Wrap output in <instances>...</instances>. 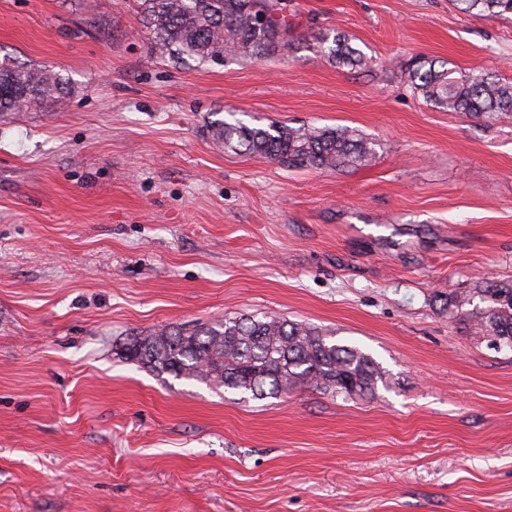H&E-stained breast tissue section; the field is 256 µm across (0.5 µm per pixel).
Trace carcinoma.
<instances>
[{
	"mask_svg": "<svg viewBox=\"0 0 512 512\" xmlns=\"http://www.w3.org/2000/svg\"><path fill=\"white\" fill-rule=\"evenodd\" d=\"M460 9L512 17V0H456ZM158 58L209 62L232 43L256 57L288 46V3L281 0H139ZM321 53L338 67L370 62L348 37L334 29L316 37ZM410 82L433 106L448 112L495 119L512 116V81L490 73L460 75L454 68L419 59ZM66 95L56 71L0 61V112H18ZM213 143L235 154L258 156L287 166L343 170L365 166L376 143L347 126L272 123L249 126L218 118L209 123ZM449 318L476 336L498 339L512 351V285L488 283L468 294H449ZM116 356L176 377L214 382L251 399L276 397L307 386L345 398L373 395L382 368L370 355L340 345L322 329L271 315H236L194 329L164 326L136 335Z\"/></svg>",
	"mask_w": 512,
	"mask_h": 512,
	"instance_id": "obj_1",
	"label": "carcinoma"
}]
</instances>
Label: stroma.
<instances>
[{"instance_id":"stroma-1","label":"stroma","mask_w":512,"mask_h":512,"mask_svg":"<svg viewBox=\"0 0 512 512\" xmlns=\"http://www.w3.org/2000/svg\"><path fill=\"white\" fill-rule=\"evenodd\" d=\"M287 48L155 59L136 0H0V58L68 96L0 114V512H512V351L441 295L512 283V120L434 107L412 59L512 79V20L454 0H290ZM338 29L372 63L340 68ZM348 126L371 165L216 148L214 114ZM270 314L380 364L369 399L253 400L117 359Z\"/></svg>"}]
</instances>
